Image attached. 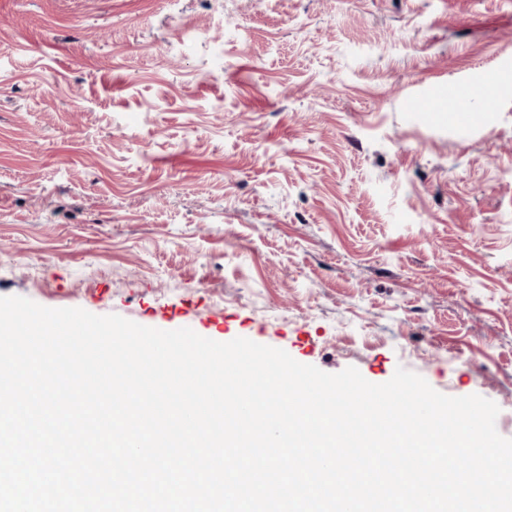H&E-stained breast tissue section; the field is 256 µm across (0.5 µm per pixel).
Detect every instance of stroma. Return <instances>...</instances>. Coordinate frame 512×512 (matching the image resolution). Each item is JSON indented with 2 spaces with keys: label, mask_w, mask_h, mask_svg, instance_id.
<instances>
[{
  "label": "stroma",
  "mask_w": 512,
  "mask_h": 512,
  "mask_svg": "<svg viewBox=\"0 0 512 512\" xmlns=\"http://www.w3.org/2000/svg\"><path fill=\"white\" fill-rule=\"evenodd\" d=\"M12 295L402 366L512 438V0H0Z\"/></svg>",
  "instance_id": "stroma-1"
}]
</instances>
